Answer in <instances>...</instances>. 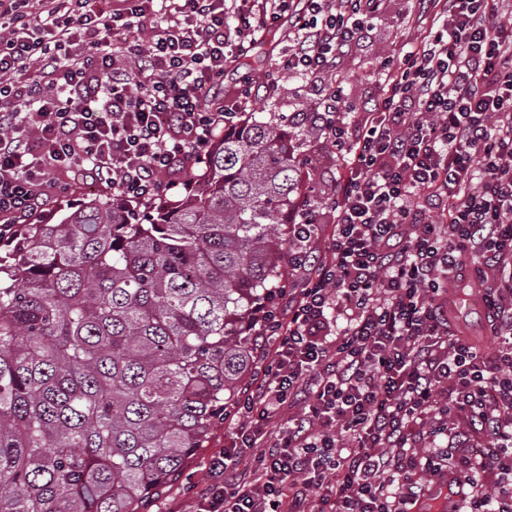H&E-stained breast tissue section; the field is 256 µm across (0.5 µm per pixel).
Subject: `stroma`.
I'll return each instance as SVG.
<instances>
[{
    "label": "stroma",
    "mask_w": 512,
    "mask_h": 512,
    "mask_svg": "<svg viewBox=\"0 0 512 512\" xmlns=\"http://www.w3.org/2000/svg\"><path fill=\"white\" fill-rule=\"evenodd\" d=\"M430 19L422 15L419 0H384L369 40L354 46L343 57L336 74L314 78H298L282 72L278 74L280 89L270 96H256L254 101L239 104L236 94L244 80L263 81L273 71L283 54L288 51L291 29L289 18H281L277 33L269 34L256 44L250 56L228 63L224 72V103L235 112H251L256 118L275 116L280 125H287L288 118L298 112L323 111L329 87L343 84L345 100L351 108L348 121H356L359 111L369 105L377 93L382 78V61L402 62L407 51L415 48L430 29ZM301 152L317 166L312 182L314 202L321 205V233L329 235L333 227L331 216L326 212V199L334 190L343 169L320 134H313L303 145ZM53 201L50 216L34 215L33 223H58L62 213L77 208L91 199H109L112 190L97 186L91 181L59 171H52L45 186ZM315 241L314 252H321L323 243ZM226 423H218L213 429L205 448L200 449L185 465L183 471L157 496L150 499L141 512H168L172 503H180L181 512H195L200 491L211 481L209 463L212 456L223 452Z\"/></svg>",
    "instance_id": "stroma-1"
}]
</instances>
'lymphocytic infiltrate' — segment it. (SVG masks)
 <instances>
[{"mask_svg":"<svg viewBox=\"0 0 512 512\" xmlns=\"http://www.w3.org/2000/svg\"><path fill=\"white\" fill-rule=\"evenodd\" d=\"M381 2L123 0L106 14L91 0H0V237L49 207L51 169L127 204L168 193V174L203 163L229 125L224 70L258 33L289 15L280 69L332 73ZM423 2L432 33L386 65L357 123L338 88L319 115L344 168L334 230L314 263L315 211L292 226L290 267L305 276L246 323L263 367L198 512H411L424 479L448 470L447 449L419 448L445 418L465 426L448 433L470 488L454 512H512V0ZM466 278L486 288L494 355L448 317Z\"/></svg>","mask_w":512,"mask_h":512,"instance_id":"f902f5d3","label":"lymphocytic infiltrate"}]
</instances>
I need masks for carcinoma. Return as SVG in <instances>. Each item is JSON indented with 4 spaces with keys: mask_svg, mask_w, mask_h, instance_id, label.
Listing matches in <instances>:
<instances>
[{
    "mask_svg": "<svg viewBox=\"0 0 512 512\" xmlns=\"http://www.w3.org/2000/svg\"><path fill=\"white\" fill-rule=\"evenodd\" d=\"M305 129H224L177 205L92 200L0 255V512H139L256 366Z\"/></svg>",
    "mask_w": 512,
    "mask_h": 512,
    "instance_id": "cac0c4a2",
    "label": "carcinoma"
}]
</instances>
